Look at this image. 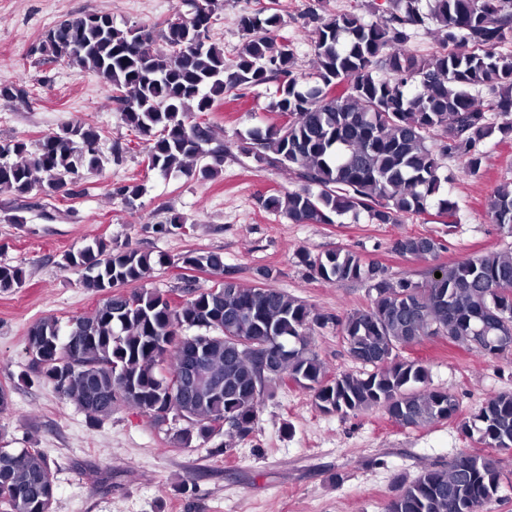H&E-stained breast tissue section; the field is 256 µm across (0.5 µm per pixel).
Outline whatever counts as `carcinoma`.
<instances>
[{
    "mask_svg": "<svg viewBox=\"0 0 512 512\" xmlns=\"http://www.w3.org/2000/svg\"><path fill=\"white\" fill-rule=\"evenodd\" d=\"M187 20H168L157 32L119 29L112 17L93 26L89 14L66 18L43 37L46 63L73 56L74 69L92 71L112 86L124 122L145 137L149 166L209 178L224 164V147L210 144V124L193 123L224 93L276 84L272 107L288 125L255 128L241 149L262 163L294 171L301 186L263 199V207L293 224H332L351 214L374 224H402L434 206L442 223H460L458 205L444 193V161L456 159L466 175L482 164L481 145L498 134L512 137V123L494 117L512 112V0H391L388 17L367 22L354 11L320 19L314 40L313 79L294 70L293 52L278 30L275 7L240 16L241 46L234 59L213 41L214 0H185ZM433 23L441 32L430 58L413 55L412 30ZM158 38L161 47L144 43ZM0 98L30 101L23 84L0 81ZM96 128L72 122L32 149L21 139H0V192L22 197L74 194L85 175L120 161L128 147L100 146ZM208 157L196 170L187 159ZM138 185H119L112 195L130 208ZM492 223L512 234V187L498 188L488 203ZM393 250L422 255V237L396 239ZM177 262L210 269L220 279L193 289L172 304L156 289L135 284L154 267L170 263L127 246L96 241L63 257L62 268L81 274L86 290L103 296L89 316L62 322L41 319L27 331L32 373L74 403L90 426L112 417L119 405L140 411L158 425L169 417L188 427L175 445L216 435L214 423L232 420L239 437L252 433L261 399L284 378L313 392L314 406L343 416L379 407L406 428L457 421L460 431L490 448L512 445V392L490 395L479 410L461 416L455 394L425 388L427 370L397 351L428 336H446L481 351L478 336L512 330V249L481 253L435 267L423 282L389 277L378 263L338 248L303 258L313 276L336 286L366 282L370 306L342 317L320 313L268 281L244 285L224 275L217 252L189 251ZM441 277H435V273ZM18 266L0 265V291L23 285ZM336 321L349 356L369 372L328 376L311 348L313 326ZM203 353V374L181 393L167 379L185 358ZM273 361L260 369V358ZM507 476L492 456L462 453L445 466H425L398 487L385 512H483L498 498ZM56 485L51 462L38 448L0 446V512H52Z\"/></svg>",
    "mask_w": 512,
    "mask_h": 512,
    "instance_id": "cac0c4a2",
    "label": "carcinoma"
}]
</instances>
